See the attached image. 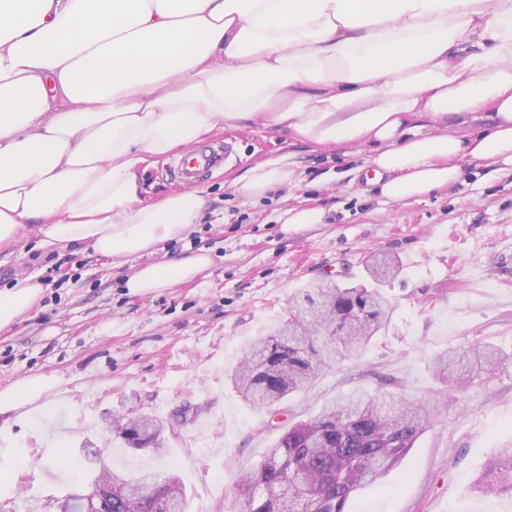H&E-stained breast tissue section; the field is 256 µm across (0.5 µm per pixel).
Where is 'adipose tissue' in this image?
Instances as JSON below:
<instances>
[{"label": "adipose tissue", "instance_id": "obj_1", "mask_svg": "<svg viewBox=\"0 0 512 512\" xmlns=\"http://www.w3.org/2000/svg\"><path fill=\"white\" fill-rule=\"evenodd\" d=\"M485 110L488 127L449 131ZM251 122L373 146L372 182L397 203L454 184L465 161L512 172V0H0V247L34 224L47 248L154 253L206 189L147 202L139 170ZM295 176L285 154L234 184L259 198ZM209 264L151 262L127 287ZM41 290H0V330Z\"/></svg>", "mask_w": 512, "mask_h": 512}]
</instances>
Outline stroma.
<instances>
[{"instance_id":"35a3bbf8","label":"stroma","mask_w":512,"mask_h":512,"mask_svg":"<svg viewBox=\"0 0 512 512\" xmlns=\"http://www.w3.org/2000/svg\"><path fill=\"white\" fill-rule=\"evenodd\" d=\"M227 139L231 158L198 179L210 189L199 224L154 254L207 253L210 266L193 281L133 294L126 282L146 257L45 249L30 227L0 249V289L29 276L44 286L0 330V391L31 375L56 382L38 403L0 412V512H30L75 487L90 492L86 468L60 463L88 448L103 449L116 471L176 473L187 512H224L241 475L288 425L388 384L427 405L430 424L382 485L353 495L345 512H512V495L472 489L512 440V362L490 366L448 406L433 372L453 348L488 344L512 355V175L466 162L447 189L393 203L364 180L370 148L315 150L251 124L211 137ZM287 153L295 183L254 201L236 191L246 169ZM294 208L318 209L322 219L288 228ZM383 257L397 273L380 288L390 317L373 343L281 403L278 416L245 404L229 380L243 350L287 319L302 288L327 278L372 287L368 268ZM58 265L69 281L52 275ZM184 406L193 416L164 433L159 453L128 448L108 428L112 415L133 408L166 421Z\"/></svg>"}]
</instances>
